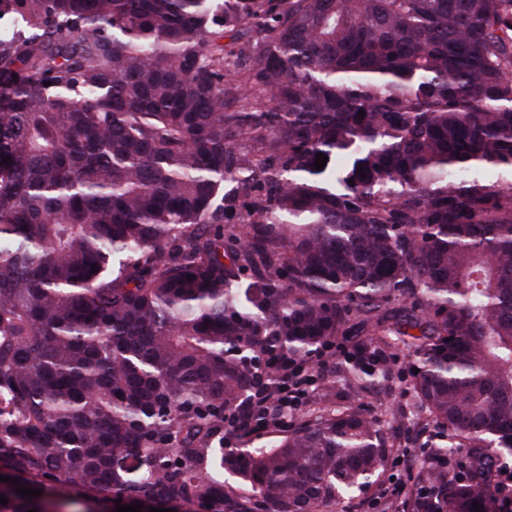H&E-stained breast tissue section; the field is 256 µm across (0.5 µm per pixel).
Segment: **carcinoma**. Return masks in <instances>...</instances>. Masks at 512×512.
Masks as SVG:
<instances>
[{
    "instance_id": "carcinoma-1",
    "label": "carcinoma",
    "mask_w": 512,
    "mask_h": 512,
    "mask_svg": "<svg viewBox=\"0 0 512 512\" xmlns=\"http://www.w3.org/2000/svg\"><path fill=\"white\" fill-rule=\"evenodd\" d=\"M338 336L360 396L377 339L419 369L407 512H503L512 0H0V466L41 490L0 512H331L385 462L371 416L224 423Z\"/></svg>"
}]
</instances>
